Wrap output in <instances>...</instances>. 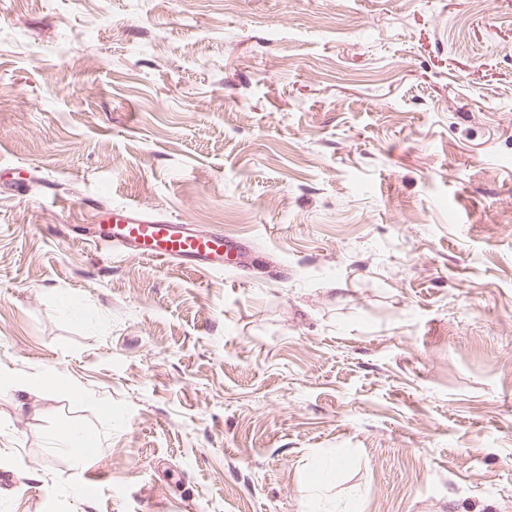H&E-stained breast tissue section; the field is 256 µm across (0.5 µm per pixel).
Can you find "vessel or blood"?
<instances>
[{"mask_svg": "<svg viewBox=\"0 0 512 512\" xmlns=\"http://www.w3.org/2000/svg\"><path fill=\"white\" fill-rule=\"evenodd\" d=\"M109 218L95 236L96 247L205 273L237 267L247 256L246 244L223 231L150 215L135 204L113 207Z\"/></svg>", "mask_w": 512, "mask_h": 512, "instance_id": "1", "label": "vessel or blood"}]
</instances>
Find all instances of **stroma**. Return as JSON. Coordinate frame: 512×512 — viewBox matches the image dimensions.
Listing matches in <instances>:
<instances>
[{"label": "stroma", "instance_id": "obj_1", "mask_svg": "<svg viewBox=\"0 0 512 512\" xmlns=\"http://www.w3.org/2000/svg\"><path fill=\"white\" fill-rule=\"evenodd\" d=\"M117 203L252 257L72 239ZM340 459L327 512H512V0H0V512H304ZM61 441L63 447L66 448L67 453L73 462L78 467L83 464L90 452L94 449L96 441L90 431L82 428L68 429L61 435ZM89 449V454H85L86 450Z\"/></svg>", "mask_w": 512, "mask_h": 512}]
</instances>
